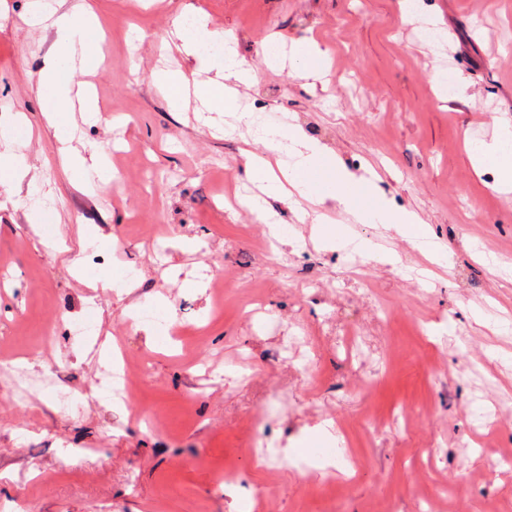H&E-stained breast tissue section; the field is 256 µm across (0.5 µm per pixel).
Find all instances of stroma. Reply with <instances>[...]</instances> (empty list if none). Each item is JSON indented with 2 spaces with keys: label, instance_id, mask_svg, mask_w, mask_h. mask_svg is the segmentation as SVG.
Masks as SVG:
<instances>
[{
  "label": "stroma",
  "instance_id": "stroma-1",
  "mask_svg": "<svg viewBox=\"0 0 512 512\" xmlns=\"http://www.w3.org/2000/svg\"><path fill=\"white\" fill-rule=\"evenodd\" d=\"M28 0H0V126L21 118L35 186L0 190V503L27 495L34 512H419L447 484L437 512H512V195L476 174L472 143L491 140L492 116L512 121V0H65L97 13L102 57L86 82L104 122L71 113V145L110 149L114 177L85 192L40 112L33 81L54 40L28 27ZM238 38L258 82L241 104L266 103L288 124L367 169L393 206L414 210L419 235L356 224L342 209L320 238L313 206L271 197L291 235L274 243L247 208L246 152L259 136L231 113L201 125L175 108L155 70L210 74L178 48L158 51L183 8ZM441 35H422L424 25ZM141 39L128 43L131 28ZM315 38L328 57L320 81L291 64L267 66L265 40ZM440 73L442 85L431 82ZM466 86L472 103L452 99ZM57 214L28 221L36 191ZM110 237L106 260L85 233ZM135 280H128V269ZM224 289L223 306L195 273ZM169 302L176 322L145 336L134 321ZM89 322L96 336L69 337ZM54 336L45 347L44 336ZM147 367L127 401L96 393L101 348ZM85 395L64 412L50 393L14 397L48 374ZM266 417L276 463L250 451L249 422ZM382 422L379 434L367 419ZM326 420L344 427L333 476Z\"/></svg>",
  "mask_w": 512,
  "mask_h": 512
}]
</instances>
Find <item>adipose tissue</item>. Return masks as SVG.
Returning a JSON list of instances; mask_svg holds the SVG:
<instances>
[{
    "mask_svg": "<svg viewBox=\"0 0 512 512\" xmlns=\"http://www.w3.org/2000/svg\"><path fill=\"white\" fill-rule=\"evenodd\" d=\"M26 23L55 31L50 53L36 76V94L48 127L65 146L70 141L68 112L77 108L85 112L88 122L101 120L96 99L74 88L77 76L96 63L95 24L88 12L61 10L55 0H30ZM174 28L183 52L217 70L219 77L200 82L181 71H157L154 81L164 96L177 104L187 94H194L205 112L235 109L240 86L256 81L253 69L238 55L235 36L211 27L207 18L193 9L175 18ZM209 43L223 45L222 58L206 52ZM491 122L495 135L477 147L472 164L479 172L496 169L500 186L507 189L512 187V122L498 116ZM264 147V154L250 155L245 175L264 183L269 193L336 204L359 224L411 226L420 221L415 212L393 207L375 180L348 171L332 150L308 137L301 126H290L283 141L265 139Z\"/></svg>",
    "mask_w": 512,
    "mask_h": 512,
    "instance_id": "obj_1",
    "label": "adipose tissue"
}]
</instances>
